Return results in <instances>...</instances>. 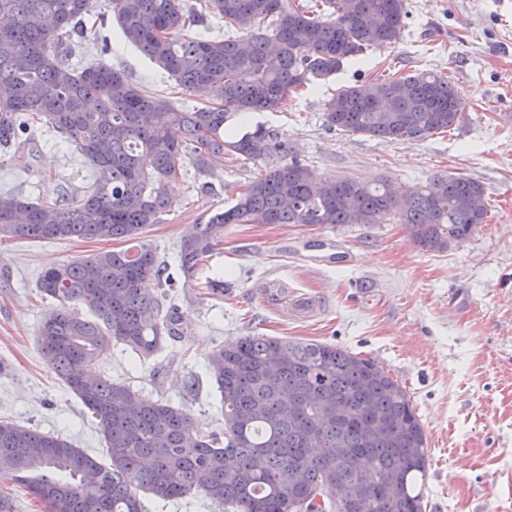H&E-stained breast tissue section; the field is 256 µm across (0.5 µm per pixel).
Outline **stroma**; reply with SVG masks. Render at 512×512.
<instances>
[{"label":"stroma","instance_id":"stroma-1","mask_svg":"<svg viewBox=\"0 0 512 512\" xmlns=\"http://www.w3.org/2000/svg\"><path fill=\"white\" fill-rule=\"evenodd\" d=\"M395 44L364 53L336 74L300 87L254 124L276 133L287 153L234 155L223 169L186 167L167 187L161 223L143 242L177 273L182 237L229 207L266 168L291 159L320 178L384 180L400 189L444 175L482 183L488 222L466 242L426 251L400 224H231L224 243L191 282L178 283L179 333L133 362L110 342L97 372L141 398L184 403L195 424L220 429L221 396L207 356L243 336L328 342L370 358L405 387L429 448L425 512H512V0H407ZM90 48L77 68L124 70L147 94L184 109L203 107L119 36ZM432 70L460 91V124L419 141L351 136L329 129L324 105L338 91L379 76ZM27 167L0 152V192L51 202L94 177L84 159L40 127ZM123 240L0 241V420L57 434L97 460L106 450L96 421L45 365L39 327L54 302L37 283L52 265L124 249ZM223 275V296L204 287ZM195 391L184 396L185 381Z\"/></svg>","mask_w":512,"mask_h":512}]
</instances>
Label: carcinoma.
I'll use <instances>...</instances> for the list:
<instances>
[{"instance_id": "cac0c4a2", "label": "carcinoma", "mask_w": 512, "mask_h": 512, "mask_svg": "<svg viewBox=\"0 0 512 512\" xmlns=\"http://www.w3.org/2000/svg\"><path fill=\"white\" fill-rule=\"evenodd\" d=\"M96 0H0V149L26 165L41 120L83 156L95 179L52 203L0 193V240H134L160 222L165 184L186 165L224 166L228 152L258 160L288 152L258 126L226 136L230 118L278 109L288 94L325 79L369 49L399 40L406 0H112L124 39L208 106L183 110L134 87L106 65L69 58L97 45L108 19ZM224 19L222 38L209 29ZM458 89L416 71L350 86L325 103L329 129L381 140H423L462 119ZM384 181L318 178L294 161L252 181L233 206L183 236L184 281L224 242L229 224H402L409 240L444 251L486 223L484 186L437 176L413 186L405 206ZM175 287L146 245L101 251L43 272L39 291L59 303L38 334L43 360L98 421L100 462L58 435L0 420V476L46 512H143L141 497L201 494L226 512H336L337 486L357 501L343 512H425L429 450L406 390L374 360L324 342L246 336L208 354L224 428L205 432L172 400H143L93 373L114 340L142 360L178 331L175 308L142 288ZM81 306L83 315L74 310ZM370 466L349 469L341 452ZM238 478L226 477L228 468Z\"/></svg>"}]
</instances>
